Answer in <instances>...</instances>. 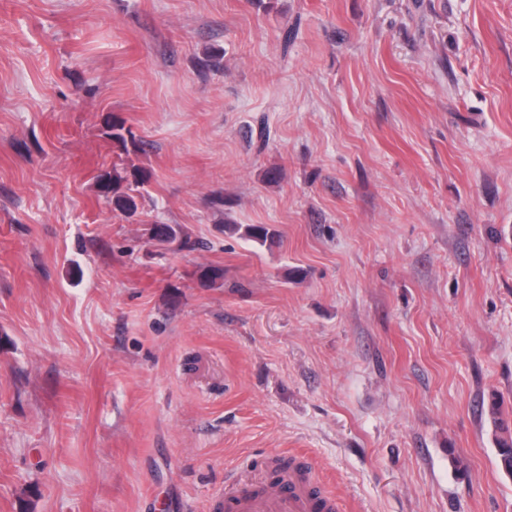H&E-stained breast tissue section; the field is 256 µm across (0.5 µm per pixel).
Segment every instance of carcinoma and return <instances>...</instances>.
Returning <instances> with one entry per match:
<instances>
[{"label": "carcinoma", "instance_id": "obj_1", "mask_svg": "<svg viewBox=\"0 0 512 512\" xmlns=\"http://www.w3.org/2000/svg\"><path fill=\"white\" fill-rule=\"evenodd\" d=\"M107 135L112 139L119 155L125 156V160L123 164H115L112 170H106L98 176V188L100 193L111 199L113 210L131 216L139 207V187L148 182L150 174L145 168L135 164V159L142 155V148L123 118L112 116V123L107 125ZM224 230L261 247L273 244L276 238L274 229L260 224H226ZM144 235L149 242L162 249L168 248L171 240L180 242L184 248L192 249L195 246L181 224H149ZM194 275L209 287L224 282V270L217 266L200 267L194 271ZM497 456L501 469L512 475V433L498 439Z\"/></svg>", "mask_w": 512, "mask_h": 512}]
</instances>
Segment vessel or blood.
<instances>
[{
	"mask_svg": "<svg viewBox=\"0 0 512 512\" xmlns=\"http://www.w3.org/2000/svg\"><path fill=\"white\" fill-rule=\"evenodd\" d=\"M284 491L260 493L244 481L232 482L224 492L225 512H337L336 498L314 492L309 475L301 470L283 474Z\"/></svg>",
	"mask_w": 512,
	"mask_h": 512,
	"instance_id": "vessel-or-blood-1",
	"label": "vessel or blood"
}]
</instances>
